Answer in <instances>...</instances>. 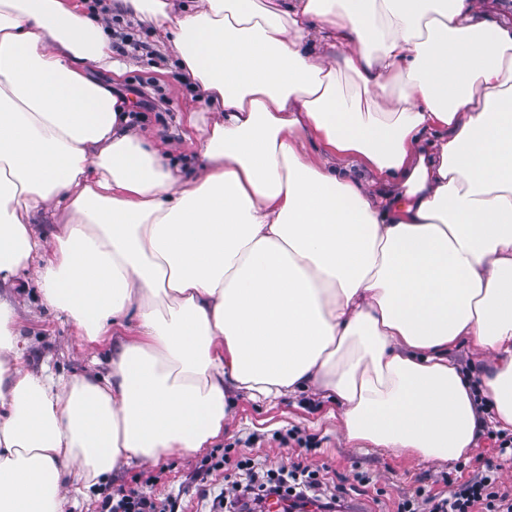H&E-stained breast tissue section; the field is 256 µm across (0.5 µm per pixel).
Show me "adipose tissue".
Returning a JSON list of instances; mask_svg holds the SVG:
<instances>
[{
    "instance_id": "obj_1",
    "label": "adipose tissue",
    "mask_w": 512,
    "mask_h": 512,
    "mask_svg": "<svg viewBox=\"0 0 512 512\" xmlns=\"http://www.w3.org/2000/svg\"><path fill=\"white\" fill-rule=\"evenodd\" d=\"M115 2L216 116L176 175L88 71L119 67L102 22L0 0V285L33 275L93 340L140 310L108 374L66 378L26 368L0 297V512L202 452L232 393L318 387L349 442L463 457L479 419L461 342L512 431V28L473 0ZM51 209L48 237L30 217Z\"/></svg>"
}]
</instances>
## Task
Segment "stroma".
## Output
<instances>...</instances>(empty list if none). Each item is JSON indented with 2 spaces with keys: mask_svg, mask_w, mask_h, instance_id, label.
Listing matches in <instances>:
<instances>
[{
  "mask_svg": "<svg viewBox=\"0 0 512 512\" xmlns=\"http://www.w3.org/2000/svg\"><path fill=\"white\" fill-rule=\"evenodd\" d=\"M96 13L107 21L114 58L125 65L124 72L109 75L108 80L119 90L124 110L139 115L132 130L155 146H172L171 161L181 169L192 167L199 132L188 127L187 117L197 114L199 122L207 124L211 115L179 61L164 50L158 30L134 14L114 9L111 0H100ZM126 34L131 37L127 43L122 40ZM145 90L160 98L158 109H145L141 97ZM4 294L16 306L19 345L27 368L34 372L46 366L56 374L69 375L92 364L100 373H107L113 341L133 335L139 322L137 308H129L105 336L91 341L44 302L35 277H27L23 287L5 289ZM335 408V400L321 389L268 403L230 395L224 434L210 448L195 454H171L153 462L120 464L88 495L72 490L65 493L64 512H100L106 495L135 480L150 481L157 498L175 499L178 512H209L213 494L224 483V473L215 471L203 483L195 475L196 464L209 458L220 460L225 448L246 439L251 442L246 453L260 468L277 470L299 462L319 469L326 483L325 493L343 488L342 505L336 512H396L399 498L417 487L444 493L448 474L458 471L471 479L481 476L490 464L498 468L502 489L512 492V461L498 455L500 430L479 427L465 458L427 462L413 454L348 442L331 416Z\"/></svg>",
  "mask_w": 512,
  "mask_h": 512,
  "instance_id": "35a3bbf8",
  "label": "stroma"
}]
</instances>
